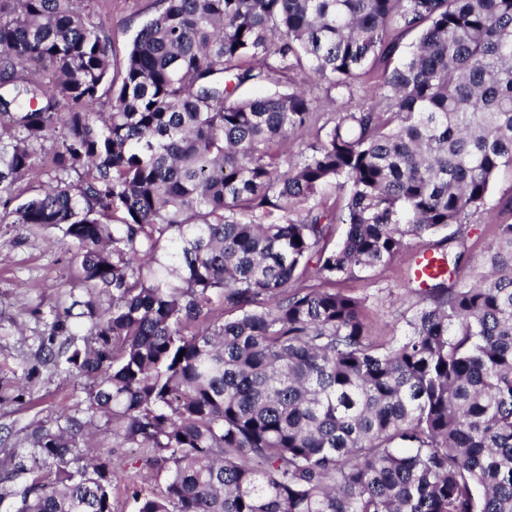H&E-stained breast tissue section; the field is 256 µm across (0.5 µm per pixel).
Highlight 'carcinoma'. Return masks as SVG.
<instances>
[{
    "instance_id": "cac0c4a2",
    "label": "carcinoma",
    "mask_w": 512,
    "mask_h": 512,
    "mask_svg": "<svg viewBox=\"0 0 512 512\" xmlns=\"http://www.w3.org/2000/svg\"><path fill=\"white\" fill-rule=\"evenodd\" d=\"M88 2L0 0V223L60 228L108 302L15 512H112L99 419L167 471L136 512H512V224L473 282L444 249L512 167V0H159L119 66ZM297 69L346 105L238 94ZM50 131L60 177L23 199ZM436 236L448 275L376 335L336 282Z\"/></svg>"
}]
</instances>
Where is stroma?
Wrapping results in <instances>:
<instances>
[{
    "mask_svg": "<svg viewBox=\"0 0 512 512\" xmlns=\"http://www.w3.org/2000/svg\"><path fill=\"white\" fill-rule=\"evenodd\" d=\"M159 9L157 0H106L94 8V22L112 33L116 56H123L133 36ZM512 224V169L501 168L493 179L485 205L471 218L464 246L471 272L482 270L485 244L494 225ZM429 245L428 238H411L388 265L356 273L342 286L367 297L375 328L402 326L413 297L407 268L413 255ZM75 247L61 230L37 225L0 224V512H12L17 494L30 475L12 476L18 455L31 447L34 432L56 428L62 410L82 405L88 389L72 372L67 358L83 346L91 319L72 262ZM104 448L124 463V474L112 492L113 512H135L126 488L143 493L164 489L166 472H148L143 450L131 448L101 424L84 440Z\"/></svg>",
    "mask_w": 512,
    "mask_h": 512,
    "instance_id": "1",
    "label": "stroma"
}]
</instances>
